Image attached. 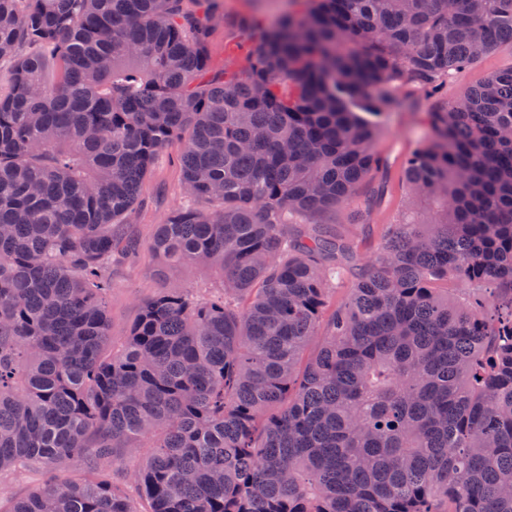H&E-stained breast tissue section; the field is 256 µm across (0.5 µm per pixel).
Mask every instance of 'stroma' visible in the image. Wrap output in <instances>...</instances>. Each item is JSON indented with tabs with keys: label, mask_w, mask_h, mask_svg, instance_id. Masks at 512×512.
I'll return each mask as SVG.
<instances>
[{
	"label": "stroma",
	"mask_w": 512,
	"mask_h": 512,
	"mask_svg": "<svg viewBox=\"0 0 512 512\" xmlns=\"http://www.w3.org/2000/svg\"><path fill=\"white\" fill-rule=\"evenodd\" d=\"M288 6V0H219L208 44L213 72H223L230 51L244 43L246 35L240 25L241 17L257 16L268 23ZM509 65H512V44L504 43L449 80L444 89L445 99L459 97L489 73ZM428 109L427 102L416 100L388 113L384 119V133L376 144L384 165L361 188L362 194L376 197L372 223L357 227L347 224V211L343 208L330 216L331 221L342 225L344 232L353 238L360 263L375 260L385 225L394 223L404 209L401 167L424 130ZM180 179L178 152L173 149L157 164L146 188L147 203L127 225L128 236L149 243L155 225L184 202ZM169 281L200 292L210 290L213 285L209 277L186 266L175 267L167 276H160L155 261L145 252L135 262L113 268L109 312L114 341L127 336L141 305L158 295Z\"/></svg>",
	"instance_id": "1"
}]
</instances>
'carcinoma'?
I'll return each instance as SVG.
<instances>
[{
	"label": "carcinoma",
	"mask_w": 512,
	"mask_h": 512,
	"mask_svg": "<svg viewBox=\"0 0 512 512\" xmlns=\"http://www.w3.org/2000/svg\"><path fill=\"white\" fill-rule=\"evenodd\" d=\"M308 2L214 75L209 7L0 0V474L53 472L7 512H512V65L440 100L512 0ZM402 97L435 104L363 266L290 217L369 223ZM175 145L187 204L147 250L221 294L173 284L116 345L112 260ZM126 464L117 467L113 472V481L120 489L133 499L139 498V490L131 479V473L142 464L141 456H127Z\"/></svg>",
	"instance_id": "1"
}]
</instances>
